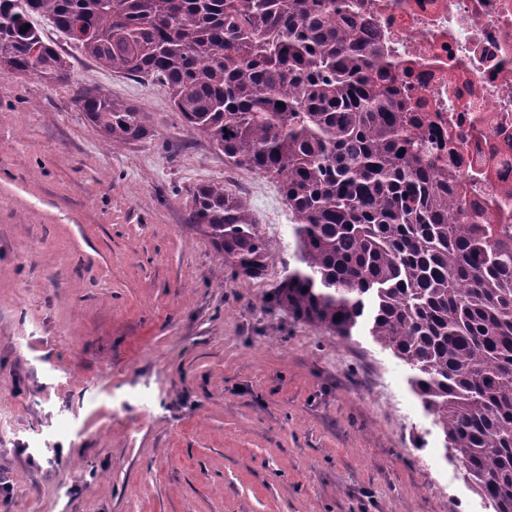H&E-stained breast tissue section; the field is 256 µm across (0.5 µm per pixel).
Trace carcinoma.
Masks as SVG:
<instances>
[{
  "instance_id": "cac0c4a2",
  "label": "carcinoma",
  "mask_w": 512,
  "mask_h": 512,
  "mask_svg": "<svg viewBox=\"0 0 512 512\" xmlns=\"http://www.w3.org/2000/svg\"><path fill=\"white\" fill-rule=\"evenodd\" d=\"M34 15L98 66L157 82L225 162L278 180L296 265L267 304L405 361L464 476L512 512V234L462 220L360 20L336 0H0L1 73L71 77ZM78 103L109 146L152 135L136 103L97 87ZM188 226L231 275H265L272 245L224 183L196 189Z\"/></svg>"
}]
</instances>
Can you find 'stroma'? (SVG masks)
I'll list each match as a JSON object with an SVG mask.
<instances>
[{
  "label": "stroma",
  "instance_id": "1",
  "mask_svg": "<svg viewBox=\"0 0 512 512\" xmlns=\"http://www.w3.org/2000/svg\"><path fill=\"white\" fill-rule=\"evenodd\" d=\"M66 53L65 81L0 74V512H492L402 359L264 306L283 196L249 199L265 278L232 277L187 222L223 154L156 84ZM84 86L154 137L105 145Z\"/></svg>",
  "mask_w": 512,
  "mask_h": 512
}]
</instances>
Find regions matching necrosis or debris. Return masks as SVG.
I'll list each match as a JSON object with an SVG mask.
<instances>
[{"label": "necrosis or debris", "instance_id": "1", "mask_svg": "<svg viewBox=\"0 0 512 512\" xmlns=\"http://www.w3.org/2000/svg\"><path fill=\"white\" fill-rule=\"evenodd\" d=\"M373 31L466 213L512 226V0H342Z\"/></svg>", "mask_w": 512, "mask_h": 512}]
</instances>
